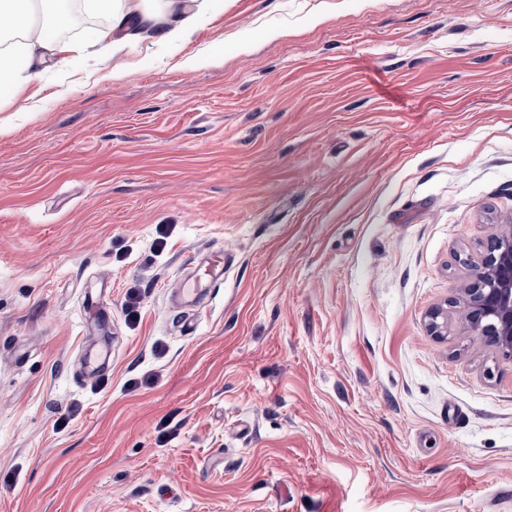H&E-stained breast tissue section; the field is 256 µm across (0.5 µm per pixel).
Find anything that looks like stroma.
<instances>
[{
  "instance_id": "1",
  "label": "stroma",
  "mask_w": 512,
  "mask_h": 512,
  "mask_svg": "<svg viewBox=\"0 0 512 512\" xmlns=\"http://www.w3.org/2000/svg\"><path fill=\"white\" fill-rule=\"evenodd\" d=\"M88 32L0 88V512H512V358L458 306L512 226V0Z\"/></svg>"
}]
</instances>
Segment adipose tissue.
Masks as SVG:
<instances>
[{"label": "adipose tissue", "mask_w": 512, "mask_h": 512, "mask_svg": "<svg viewBox=\"0 0 512 512\" xmlns=\"http://www.w3.org/2000/svg\"><path fill=\"white\" fill-rule=\"evenodd\" d=\"M208 0H83L87 12L106 16L86 46L102 43L121 50L149 37L159 44L186 39L200 25ZM72 0H0V88L19 89L43 75L70 46L49 40L42 32L51 17H62Z\"/></svg>", "instance_id": "obj_1"}]
</instances>
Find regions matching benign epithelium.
<instances>
[{"label": "benign epithelium", "mask_w": 512, "mask_h": 512, "mask_svg": "<svg viewBox=\"0 0 512 512\" xmlns=\"http://www.w3.org/2000/svg\"><path fill=\"white\" fill-rule=\"evenodd\" d=\"M466 321L476 335L512 355V233L486 245L475 280L464 289ZM432 336L448 332V310H432L425 324Z\"/></svg>", "instance_id": "obj_1"}]
</instances>
